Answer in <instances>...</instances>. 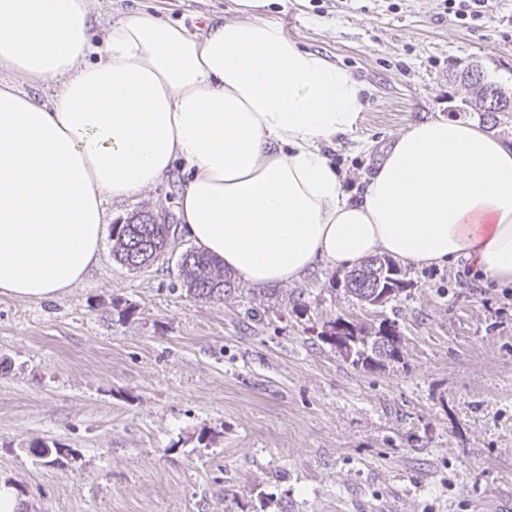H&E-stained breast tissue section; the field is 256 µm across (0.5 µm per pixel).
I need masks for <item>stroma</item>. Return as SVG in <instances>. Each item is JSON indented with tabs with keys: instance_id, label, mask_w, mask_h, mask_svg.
Wrapping results in <instances>:
<instances>
[{
	"instance_id": "stroma-1",
	"label": "stroma",
	"mask_w": 512,
	"mask_h": 512,
	"mask_svg": "<svg viewBox=\"0 0 512 512\" xmlns=\"http://www.w3.org/2000/svg\"><path fill=\"white\" fill-rule=\"evenodd\" d=\"M93 45L146 10L189 30L241 18L238 0H89ZM260 14L366 86L356 129L330 148L358 196L410 125L469 98L479 64L512 87V0L481 28L443 0H269ZM179 180L108 204L176 223ZM175 235L137 271L112 259L61 297L0 295V482L27 512H489L512 494V286L459 279L467 259L402 266L410 291L381 307L323 267L278 287L188 296ZM387 320L398 362L365 370L319 333L336 317ZM69 449L66 467L37 444Z\"/></svg>"
}]
</instances>
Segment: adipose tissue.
I'll use <instances>...</instances> for the list:
<instances>
[{
  "instance_id": "1",
  "label": "adipose tissue",
  "mask_w": 512,
  "mask_h": 512,
  "mask_svg": "<svg viewBox=\"0 0 512 512\" xmlns=\"http://www.w3.org/2000/svg\"><path fill=\"white\" fill-rule=\"evenodd\" d=\"M251 15L196 33L115 22L97 61L89 0H0V69L57 79L50 103L0 85V295L51 300L101 258L106 204L181 170L179 229L254 287L385 254L468 259L512 283V145L442 119L384 151L361 197L323 151L353 131V75Z\"/></svg>"
}]
</instances>
